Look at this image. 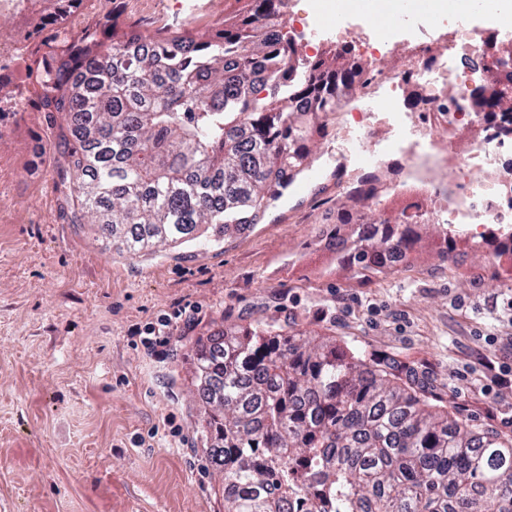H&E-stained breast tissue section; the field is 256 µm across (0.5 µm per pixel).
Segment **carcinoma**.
<instances>
[{
  "label": "carcinoma",
  "mask_w": 512,
  "mask_h": 512,
  "mask_svg": "<svg viewBox=\"0 0 512 512\" xmlns=\"http://www.w3.org/2000/svg\"><path fill=\"white\" fill-rule=\"evenodd\" d=\"M39 24L77 0H46ZM204 40L104 24L36 52L26 78L67 120L59 170L73 224H100L131 255L257 223L289 168L306 161L308 115L333 112L357 78L289 57L288 0H247ZM406 211L336 237L365 281L408 258ZM205 437L224 471V512H512V440L476 429L390 379L366 351L284 335L272 324L197 346Z\"/></svg>",
  "instance_id": "1"
}]
</instances>
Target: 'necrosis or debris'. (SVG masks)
<instances>
[{"label": "necrosis or debris", "instance_id": "obj_1", "mask_svg": "<svg viewBox=\"0 0 512 512\" xmlns=\"http://www.w3.org/2000/svg\"><path fill=\"white\" fill-rule=\"evenodd\" d=\"M448 31L431 36L426 28L412 33L401 27L362 20L357 28L337 27L338 48L356 43L379 45L367 69L366 94L377 98L362 128L365 135L389 123H401L403 103L416 95L426 111L408 133L391 130L382 154L369 164L371 175L387 173L386 155H397L396 177L425 189L430 207H413L412 216L449 227L476 226L483 241L497 245L512 227V104L490 108L477 100L489 77L512 59V35L500 30L493 8L467 18L449 13ZM415 43L417 56L393 67L386 50Z\"/></svg>", "mask_w": 512, "mask_h": 512}]
</instances>
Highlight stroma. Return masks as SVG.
I'll use <instances>...</instances> for the list:
<instances>
[{"mask_svg":"<svg viewBox=\"0 0 512 512\" xmlns=\"http://www.w3.org/2000/svg\"><path fill=\"white\" fill-rule=\"evenodd\" d=\"M82 0L56 28L0 15V512H224V474L200 433L189 357L197 338L273 322L284 333L392 359L394 381L512 438V281L486 246L423 224L402 266L358 282L336 265L334 231L362 213L330 158L338 120L321 115L316 174L301 198L210 245L132 256L96 224H72L57 178L62 116L41 112L22 68L43 42L110 19L205 37L234 0Z\"/></svg>","mask_w":512,"mask_h":512,"instance_id":"1","label":"stroma"}]
</instances>
